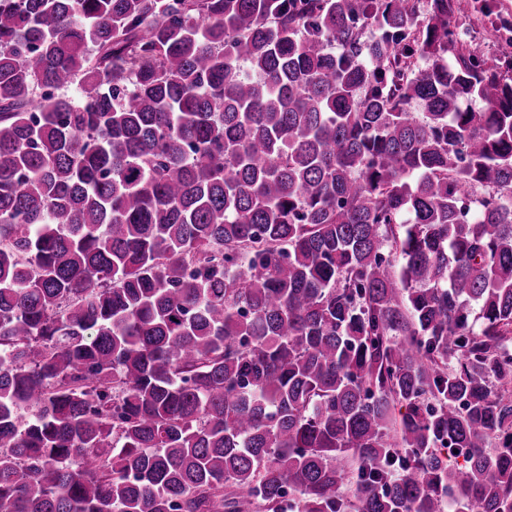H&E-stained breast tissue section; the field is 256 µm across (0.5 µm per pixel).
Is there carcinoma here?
Here are the masks:
<instances>
[{"mask_svg":"<svg viewBox=\"0 0 512 512\" xmlns=\"http://www.w3.org/2000/svg\"><path fill=\"white\" fill-rule=\"evenodd\" d=\"M456 12L0 0V512H512V57Z\"/></svg>","mask_w":512,"mask_h":512,"instance_id":"cac0c4a2","label":"carcinoma"}]
</instances>
